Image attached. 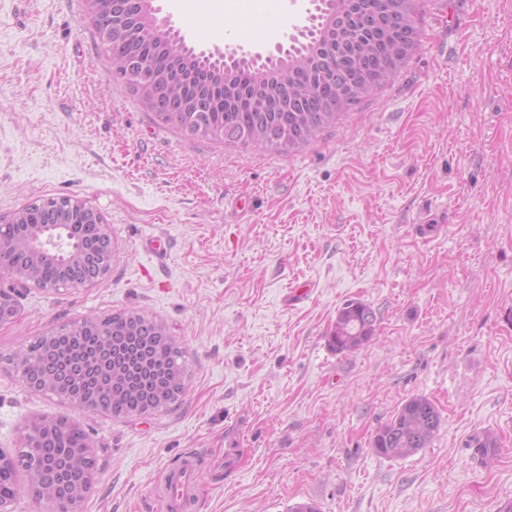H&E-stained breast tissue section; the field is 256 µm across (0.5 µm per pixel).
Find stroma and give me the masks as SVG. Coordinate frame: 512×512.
I'll return each instance as SVG.
<instances>
[{
	"label": "stroma",
	"instance_id": "stroma-1",
	"mask_svg": "<svg viewBox=\"0 0 512 512\" xmlns=\"http://www.w3.org/2000/svg\"><path fill=\"white\" fill-rule=\"evenodd\" d=\"M154 0L199 51L269 54L266 16L213 34ZM400 72L292 151L189 139L108 78L83 0H0V216L73 196L112 236L94 283L16 284L0 324V449L64 416L91 438L80 512H160L155 484L201 459L195 512H506L512 506V0H418ZM310 288L292 298L295 285ZM373 341L331 351L338 309ZM137 311L183 352L185 393L115 417L29 388L27 346ZM441 415L405 458L372 440L410 398ZM492 431L495 455L467 441ZM376 314L365 303L349 302L336 314L328 346L337 354H349L369 345L376 330Z\"/></svg>",
	"mask_w": 512,
	"mask_h": 512
}]
</instances>
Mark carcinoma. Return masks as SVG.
<instances>
[{
	"label": "carcinoma",
	"instance_id": "carcinoma-1",
	"mask_svg": "<svg viewBox=\"0 0 512 512\" xmlns=\"http://www.w3.org/2000/svg\"><path fill=\"white\" fill-rule=\"evenodd\" d=\"M310 25L293 39L287 52L274 58L198 54L170 27H148L152 0L137 3L134 45L125 55L121 39H106L108 18L86 0L88 15L110 59V78L138 97L153 119L189 138L208 137L225 144L291 150L312 140L336 118L382 86L406 63L418 43L417 0H315ZM296 83L287 91L284 79ZM178 83L170 103H156L152 84ZM0 237L18 243L11 265L20 281L41 288L57 283L80 285L104 277L112 257L99 248L101 224L94 210L73 197L48 198L24 206L0 221ZM74 249L90 252L74 262ZM376 314L365 303L349 302L336 314L328 346L338 354L369 345ZM181 351L165 327L137 311L121 312L97 323L64 326L29 346L32 369L22 379L50 381L39 390L115 417L156 411L179 399L183 390ZM441 423L435 404L426 397L406 401L374 436L373 450L387 458H403L431 442ZM64 436L50 440L37 423L25 426L15 462L0 470V492L14 495L17 474L43 470L63 455L92 464L96 449L78 425L57 420ZM468 447L487 456L498 448L493 433L477 434Z\"/></svg>",
	"mask_w": 512,
	"mask_h": 512
}]
</instances>
